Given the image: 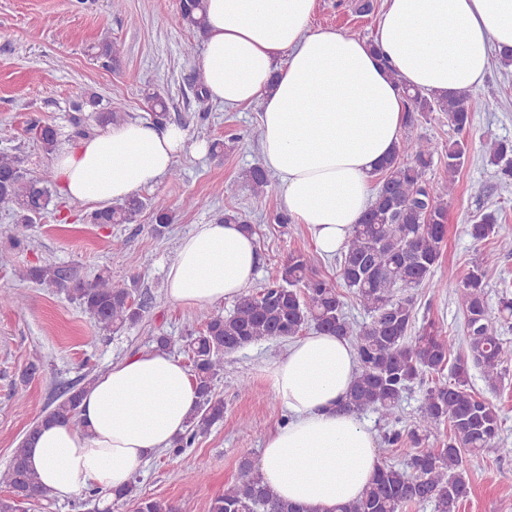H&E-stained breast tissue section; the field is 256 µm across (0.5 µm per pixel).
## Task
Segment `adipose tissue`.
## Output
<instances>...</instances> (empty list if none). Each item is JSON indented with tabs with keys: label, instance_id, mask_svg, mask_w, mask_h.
<instances>
[{
	"label": "adipose tissue",
	"instance_id": "ef3b65f1",
	"mask_svg": "<svg viewBox=\"0 0 512 512\" xmlns=\"http://www.w3.org/2000/svg\"><path fill=\"white\" fill-rule=\"evenodd\" d=\"M201 79L228 109L259 103L264 168L284 208L320 254L333 256L372 200L371 180L399 148L402 90L452 95L482 85L493 57L512 48V0H384L373 40L311 30L315 0H205ZM205 141L143 119L59 147L61 194L120 202L157 184ZM257 245L237 223L199 224L166 269V291L197 309L243 295ZM358 369L348 339L317 331L263 368L285 421L264 441L260 472L281 500L335 512L357 498L380 461L372 434L342 404ZM198 400L181 359L140 353L87 387L81 429L42 426L30 468L65 499L126 486L137 466L171 447Z\"/></svg>",
	"mask_w": 512,
	"mask_h": 512
}]
</instances>
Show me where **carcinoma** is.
<instances>
[{
  "label": "carcinoma",
  "instance_id": "cac0c4a2",
  "mask_svg": "<svg viewBox=\"0 0 512 512\" xmlns=\"http://www.w3.org/2000/svg\"><path fill=\"white\" fill-rule=\"evenodd\" d=\"M179 19L189 28L203 29V0H179ZM96 49L105 65L119 61L118 43L105 40ZM485 107L486 102L468 90L450 97L409 93L406 126H415L417 112L439 111L460 131L470 126L474 113ZM30 132L46 155L54 154L60 143L56 128L37 121ZM468 152L465 141L448 144V178L434 183L424 179L434 156V146L428 139L419 136L387 159L380 170L374 200L354 226L341 254L338 280L314 275L309 258L292 253L271 282L242 295L231 311L202 314V329L183 337L197 383L198 402L185 432L173 442L175 450L189 447L197 435L224 420V400L215 394V381L224 371V354L247 345L294 338L310 327L349 339L359 369L344 408L356 413L371 409L388 425L402 420L401 401L415 381L444 370L452 357L450 380L426 388L414 427L405 434L394 430L385 436L390 446L401 443L405 435L417 443L420 435L427 436L446 423L450 427L448 444L438 450L405 449L403 463L381 465L360 496L337 507L336 512H405L410 504L426 503L433 506V512H458L470 492L462 472L463 455L492 447L502 425L498 410L470 388V369H480L493 388L506 375L512 362V344L499 336L497 328L512 319V298L503 294L495 309L488 302L485 278L487 268L497 260L494 251L476 259L461 278L448 271V278L459 279L458 299L465 316L466 349L456 354L442 329L431 326L411 335L413 301L402 292L429 282L439 262L447 234V198ZM485 153L499 168L501 178L512 180V144L491 141L485 144ZM53 183L51 168L30 175L22 170L17 157L0 152V208L14 217L12 246L23 244L24 229L48 209ZM269 183L268 174L259 165L244 175V185L258 206L265 199ZM147 208L154 217V231L164 233L173 223V216L163 199L148 202L134 195L89 212L85 220L89 224H130ZM469 234L479 241L492 236L500 250L512 253V232L499 223L493 211L474 219ZM22 277L77 301L104 331L118 332L136 325L153 304L151 298L137 300L132 290L112 278L109 269L88 279L78 266L49 263L27 268ZM342 284L355 290L370 322L356 328L348 320L339 291ZM93 381L91 377L67 387L52 408L29 427L9 465L0 471V484L7 489L0 495V512H20L23 507L29 512L54 499L27 465L26 448L44 423L80 425L79 405ZM136 512H177V507L168 501L142 498L136 501ZM210 512L309 510L276 497L264 484L260 471L245 459L240 463L238 479L212 499Z\"/></svg>",
  "mask_w": 512,
  "mask_h": 512
}]
</instances>
